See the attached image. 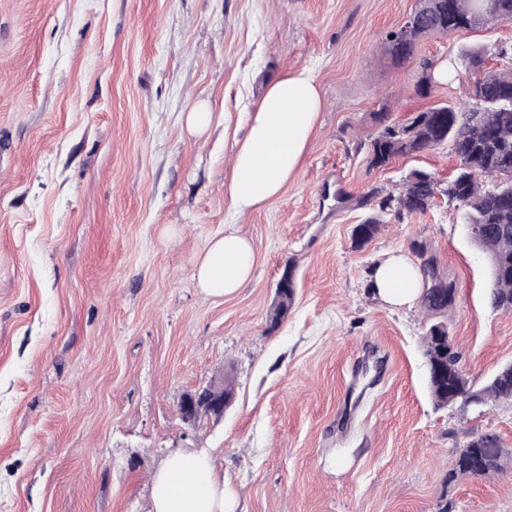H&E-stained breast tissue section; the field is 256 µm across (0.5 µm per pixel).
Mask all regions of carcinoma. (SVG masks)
<instances>
[{
    "label": "carcinoma",
    "mask_w": 512,
    "mask_h": 512,
    "mask_svg": "<svg viewBox=\"0 0 512 512\" xmlns=\"http://www.w3.org/2000/svg\"><path fill=\"white\" fill-rule=\"evenodd\" d=\"M415 21L395 27L382 37L383 54L396 66L411 59L418 42L429 35L449 36L464 30L493 27L512 21V0H494V15H488L478 0H418ZM495 56L500 68H484V53L472 51L459 63L474 71L481 88L476 108L466 110L451 103H438L414 113L404 122L389 121L388 113H376L378 134L370 141L368 159L374 168L393 158L449 144L460 159L450 190L440 187L435 176L424 170L410 172L398 194L380 199L383 214L400 219L424 212L440 193L457 203L466 223L478 228L473 242L488 256L492 288L489 299L496 309L512 311V45H500ZM484 177L489 183L479 181ZM383 220L369 217L354 228V240L363 246L381 230ZM293 280L277 291L268 315L269 328L276 329L293 304ZM455 302L454 288L438 285L429 289L426 307L445 311ZM423 343L428 359V388L438 407L461 400L485 403L512 402V365L500 368L491 380L477 388L459 366L448 325L436 322L426 330ZM512 452L492 434L473 436L455 452L447 481L459 477H484L502 469Z\"/></svg>",
    "instance_id": "carcinoma-1"
}]
</instances>
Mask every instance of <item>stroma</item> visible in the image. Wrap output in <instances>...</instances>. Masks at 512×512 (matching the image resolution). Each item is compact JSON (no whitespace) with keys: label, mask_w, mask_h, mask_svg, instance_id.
<instances>
[{"label":"stroma","mask_w":512,"mask_h":512,"mask_svg":"<svg viewBox=\"0 0 512 512\" xmlns=\"http://www.w3.org/2000/svg\"><path fill=\"white\" fill-rule=\"evenodd\" d=\"M417 0H0V512H148L170 452H208L238 512H512V467L448 483L456 448L496 435L512 403L437 407L422 337L444 321L483 386L512 363V313L492 307L489 260L455 203L384 224L363 248L371 190L424 169L441 145L370 168L373 116L402 121L470 101L456 59L512 44V22L427 36L393 67L381 49ZM452 75L416 93L423 62ZM306 67L324 108L281 195L234 216L233 138L266 82ZM208 103L209 132L187 112ZM232 224L255 251L231 297L194 267ZM424 245L417 255L416 245ZM455 303L394 307L371 286L391 252ZM292 271L294 304L267 314ZM222 416L183 420V396L222 378Z\"/></svg>","instance_id":"obj_1"}]
</instances>
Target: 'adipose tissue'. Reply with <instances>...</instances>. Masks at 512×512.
Returning a JSON list of instances; mask_svg holds the SVG:
<instances>
[{
    "label": "adipose tissue",
    "instance_id": "1",
    "mask_svg": "<svg viewBox=\"0 0 512 512\" xmlns=\"http://www.w3.org/2000/svg\"><path fill=\"white\" fill-rule=\"evenodd\" d=\"M322 109L309 69L267 83L230 159L226 192L237 214L251 213L281 194L301 164ZM254 264L249 238L229 228L208 242L195 264L194 279L207 295L228 297L250 279ZM373 281L383 301L411 305L421 294L423 274L411 257L398 252L377 266ZM149 512H235V504L224 491V476L212 456L176 451L151 477Z\"/></svg>",
    "mask_w": 512,
    "mask_h": 512
}]
</instances>
